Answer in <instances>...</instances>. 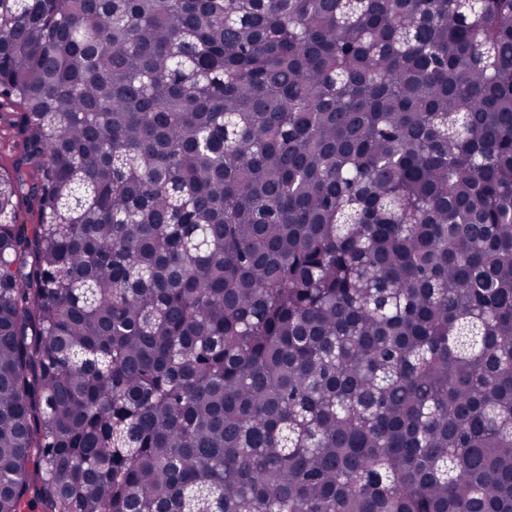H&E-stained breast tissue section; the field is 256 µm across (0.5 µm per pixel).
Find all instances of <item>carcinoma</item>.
Wrapping results in <instances>:
<instances>
[{
	"instance_id": "1",
	"label": "carcinoma",
	"mask_w": 512,
	"mask_h": 512,
	"mask_svg": "<svg viewBox=\"0 0 512 512\" xmlns=\"http://www.w3.org/2000/svg\"><path fill=\"white\" fill-rule=\"evenodd\" d=\"M2 124L0 512H512V0H0Z\"/></svg>"
}]
</instances>
